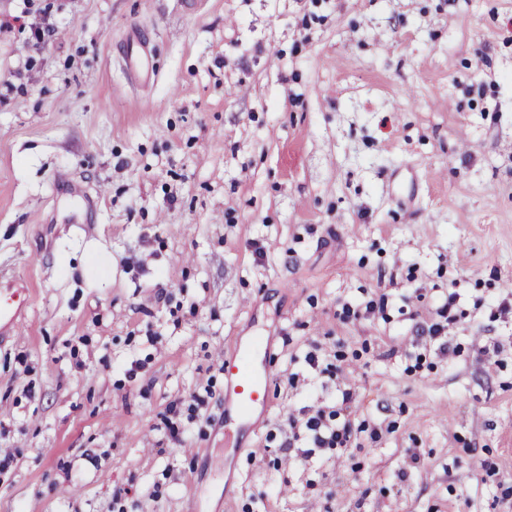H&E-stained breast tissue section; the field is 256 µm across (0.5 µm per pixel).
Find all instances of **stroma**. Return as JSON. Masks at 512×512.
I'll list each match as a JSON object with an SVG mask.
<instances>
[{"mask_svg":"<svg viewBox=\"0 0 512 512\" xmlns=\"http://www.w3.org/2000/svg\"><path fill=\"white\" fill-rule=\"evenodd\" d=\"M16 287L0 512H512V0H0ZM223 366L226 391L239 410L269 406V375H259L242 349L236 352L234 359L224 358ZM310 412H313L310 414ZM304 416H307L304 422L305 429L311 433L313 443L318 448H345L350 442L351 428L349 425L342 427H332L326 423L324 411L317 409L315 411L304 409Z\"/></svg>","mask_w":512,"mask_h":512,"instance_id":"35a3bbf8","label":"stroma"}]
</instances>
